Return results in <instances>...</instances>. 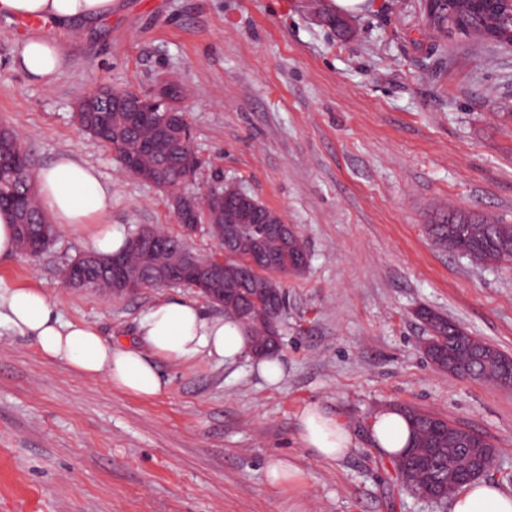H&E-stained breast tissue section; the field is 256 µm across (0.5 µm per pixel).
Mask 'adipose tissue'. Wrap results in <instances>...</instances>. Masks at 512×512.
Segmentation results:
<instances>
[{"instance_id":"1","label":"adipose tissue","mask_w":512,"mask_h":512,"mask_svg":"<svg viewBox=\"0 0 512 512\" xmlns=\"http://www.w3.org/2000/svg\"><path fill=\"white\" fill-rule=\"evenodd\" d=\"M116 2L0 0V18L42 23L41 28L19 34L12 67L30 80L52 84L68 67L71 54L48 33V26L97 25L111 15ZM35 181L42 207L57 227L86 232L97 253L109 255L123 249L125 233L107 222L112 184L94 166L64 153L38 170ZM0 323L32 338L47 360L67 364L84 377L106 378L114 389L144 400L168 389L158 361L202 357L232 364L251 355L250 334L239 320L207 314L194 300L153 305L139 323L135 344L112 342L91 323L62 319L55 302L38 288H0ZM369 430L379 455L389 459L404 452L410 437L407 420L394 408L375 413ZM298 438L302 448L329 461L344 458L354 446L344 422L317 402L300 411ZM451 512H512V493L479 479L454 496Z\"/></svg>"}]
</instances>
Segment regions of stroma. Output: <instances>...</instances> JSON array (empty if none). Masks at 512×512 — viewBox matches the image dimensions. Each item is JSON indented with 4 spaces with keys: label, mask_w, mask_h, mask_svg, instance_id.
<instances>
[{
    "label": "stroma",
    "mask_w": 512,
    "mask_h": 512,
    "mask_svg": "<svg viewBox=\"0 0 512 512\" xmlns=\"http://www.w3.org/2000/svg\"><path fill=\"white\" fill-rule=\"evenodd\" d=\"M376 2L342 34L324 21L334 0H121L96 27L54 30L72 61L49 87L12 69L22 25L0 19V124L36 167L73 153L111 181V223L213 255L168 194L72 119L100 85L175 83L202 160L188 192L221 175L295 226L309 257L282 279L277 385L249 360L162 361L169 388L143 401L1 326L0 512H450L405 489L369 443L371 415L400 405L486 435L497 454L484 478L512 492V386L435 367L416 318L431 308L512 356V260L478 265L428 234L449 206L512 224V46L438 38L422 0ZM89 248L59 229L40 256L1 257L0 285L40 288L65 319L130 344L155 303L199 296L71 289L61 270ZM312 402L354 433L345 458L300 447L297 416ZM278 454L301 474L285 490L265 476Z\"/></svg>",
    "instance_id": "stroma-1"
}]
</instances>
